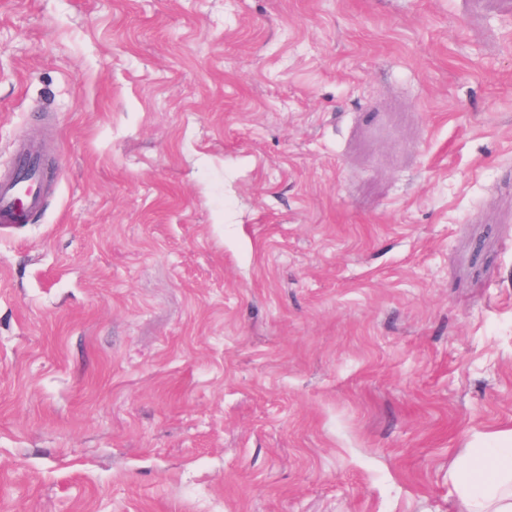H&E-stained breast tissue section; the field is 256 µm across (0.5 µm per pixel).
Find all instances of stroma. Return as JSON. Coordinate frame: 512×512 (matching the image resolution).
I'll list each match as a JSON object with an SVG mask.
<instances>
[{
	"label": "stroma",
	"instance_id": "35a3bbf8",
	"mask_svg": "<svg viewBox=\"0 0 512 512\" xmlns=\"http://www.w3.org/2000/svg\"><path fill=\"white\" fill-rule=\"evenodd\" d=\"M0 512H449L512 426V0H0ZM39 181V155L35 150H27L20 157L17 177L13 181H0V223L3 228L26 224L41 207ZM20 197L24 198L22 205L17 203Z\"/></svg>",
	"mask_w": 512,
	"mask_h": 512
}]
</instances>
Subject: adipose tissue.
<instances>
[{"instance_id": "1", "label": "adipose tissue", "mask_w": 512, "mask_h": 512, "mask_svg": "<svg viewBox=\"0 0 512 512\" xmlns=\"http://www.w3.org/2000/svg\"><path fill=\"white\" fill-rule=\"evenodd\" d=\"M452 512H512V428L494 435L493 447L452 469Z\"/></svg>"}]
</instances>
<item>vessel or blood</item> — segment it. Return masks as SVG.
<instances>
[{"instance_id": "1", "label": "vessel or blood", "mask_w": 512, "mask_h": 512, "mask_svg": "<svg viewBox=\"0 0 512 512\" xmlns=\"http://www.w3.org/2000/svg\"><path fill=\"white\" fill-rule=\"evenodd\" d=\"M39 180V155L33 150L26 151L20 157L17 177L7 182L0 181V226L7 228L27 223L40 208Z\"/></svg>"}]
</instances>
